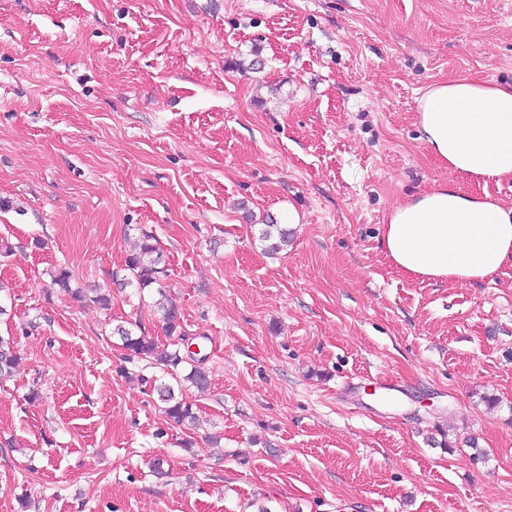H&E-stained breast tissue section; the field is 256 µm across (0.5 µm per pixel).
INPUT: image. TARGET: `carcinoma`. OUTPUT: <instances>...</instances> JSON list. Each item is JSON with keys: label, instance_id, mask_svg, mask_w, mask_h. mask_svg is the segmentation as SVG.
Instances as JSON below:
<instances>
[{"label": "carcinoma", "instance_id": "cac0c4a2", "mask_svg": "<svg viewBox=\"0 0 512 512\" xmlns=\"http://www.w3.org/2000/svg\"><path fill=\"white\" fill-rule=\"evenodd\" d=\"M289 231L268 224L260 234V240L268 243V250L277 251L288 245ZM161 262L160 248L146 236L133 253L125 260V267L130 272L137 288L143 290L154 284L162 285L160 275L164 270L159 267ZM160 322L169 338L168 343H160L134 329L118 325L114 333L120 337L123 348L129 354L146 357L156 361L170 372L172 382L160 383L155 387L159 401L163 404L166 418L178 427H197L198 415L193 404L184 397V389L191 387L199 392L208 390L210 381L206 371L200 366H192L190 370L178 375L177 369L184 362L179 344L185 340V333L180 322V312L173 304L159 307ZM20 358L15 342L10 337L0 336V377L10 375Z\"/></svg>", "mask_w": 512, "mask_h": 512}]
</instances>
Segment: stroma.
I'll return each instance as SVG.
<instances>
[{
  "mask_svg": "<svg viewBox=\"0 0 512 512\" xmlns=\"http://www.w3.org/2000/svg\"><path fill=\"white\" fill-rule=\"evenodd\" d=\"M463 76L512 82V0H0V512H512V264L421 282L380 242L448 180L418 100ZM146 234L162 288L119 287ZM163 295L196 432L112 334L164 338ZM20 358L12 338L0 336V377L9 376Z\"/></svg>",
  "mask_w": 512,
  "mask_h": 512,
  "instance_id": "obj_1",
  "label": "stroma"
}]
</instances>
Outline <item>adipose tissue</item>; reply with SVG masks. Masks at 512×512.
I'll list each match as a JSON object with an SVG mask.
<instances>
[{"mask_svg":"<svg viewBox=\"0 0 512 512\" xmlns=\"http://www.w3.org/2000/svg\"><path fill=\"white\" fill-rule=\"evenodd\" d=\"M418 112L428 150L453 178L391 207L383 251L421 281L482 282L512 264V207L459 182L512 180V83L441 82L419 98Z\"/></svg>","mask_w":512,"mask_h":512,"instance_id":"ef3b65f1","label":"adipose tissue"}]
</instances>
